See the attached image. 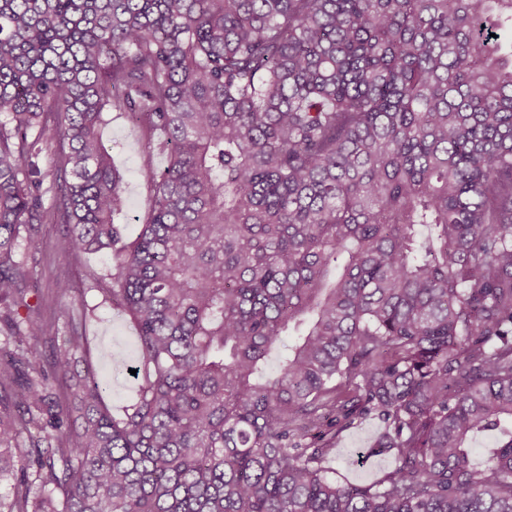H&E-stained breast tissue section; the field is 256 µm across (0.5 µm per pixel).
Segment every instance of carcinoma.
Segmentation results:
<instances>
[{"mask_svg":"<svg viewBox=\"0 0 512 512\" xmlns=\"http://www.w3.org/2000/svg\"><path fill=\"white\" fill-rule=\"evenodd\" d=\"M506 32L512 0H0V512H512ZM112 110L168 151L129 243ZM58 223L137 332L119 417L75 283L29 301ZM369 418L391 467L336 481Z\"/></svg>","mask_w":512,"mask_h":512,"instance_id":"cac0c4a2","label":"carcinoma"}]
</instances>
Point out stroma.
Wrapping results in <instances>:
<instances>
[{
	"mask_svg": "<svg viewBox=\"0 0 512 512\" xmlns=\"http://www.w3.org/2000/svg\"><path fill=\"white\" fill-rule=\"evenodd\" d=\"M103 130V141L109 149L116 166L124 175L129 202L127 211L118 218L125 226L126 239H133L138 226L149 208L151 191L141 170L144 165H152L162 170L167 164V155L157 149H147L141 131L134 127L124 113L111 112ZM63 224H46L42 227L43 249L39 255V286L49 288L59 277H67L78 283H86L85 293L74 301L75 307L93 310L95 317L88 325L90 338L85 351L88 364L92 365L100 377L111 384L106 398L113 412H120L134 397V382L129 374H115V358L131 359L135 354L136 333L125 314L113 309L103 295L89 287L91 271L107 264L106 257L90 255L81 260H73L59 247V241L66 233ZM378 421L369 420L354 425L345 431L336 445V453L330 465L336 472L337 480L372 481L378 474L387 470L390 459L376 457L359 461L358 455L368 448L378 435Z\"/></svg>",
	"mask_w": 512,
	"mask_h": 512,
	"instance_id": "1",
	"label": "stroma"
}]
</instances>
